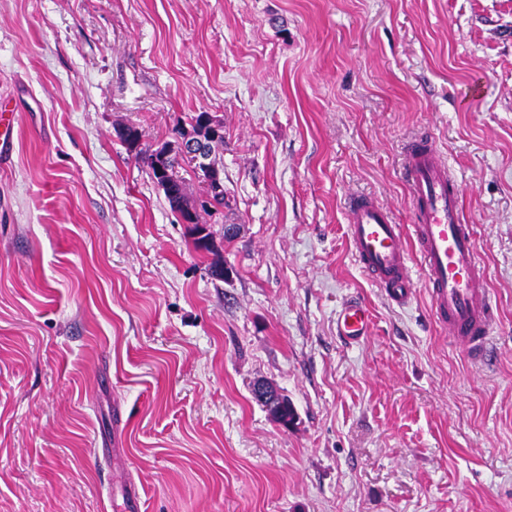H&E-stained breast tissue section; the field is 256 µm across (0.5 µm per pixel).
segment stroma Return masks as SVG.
I'll list each match as a JSON object with an SVG mask.
<instances>
[{
    "instance_id": "obj_1",
    "label": "stroma",
    "mask_w": 512,
    "mask_h": 512,
    "mask_svg": "<svg viewBox=\"0 0 512 512\" xmlns=\"http://www.w3.org/2000/svg\"><path fill=\"white\" fill-rule=\"evenodd\" d=\"M1 99L0 512H512V0H0ZM200 112L211 251L121 139ZM423 135L498 311L483 365L351 252L350 195L413 224ZM224 138L223 126L217 123L213 117L203 112L199 121H194V132L189 137H183L179 144V151L183 160L191 164L200 172L203 170L205 176H201L202 185L206 196L211 200L214 195L216 205L224 206V177L218 166L210 164V148L212 145ZM224 146V139L214 145L211 152L214 153L213 160L216 163V152ZM220 196V198H218ZM369 325V310L361 302H347L342 305L337 314V332L339 336H343L349 341L364 339L368 334Z\"/></svg>"
}]
</instances>
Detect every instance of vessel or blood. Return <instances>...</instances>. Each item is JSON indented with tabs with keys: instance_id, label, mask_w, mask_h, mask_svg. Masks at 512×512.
<instances>
[{
	"instance_id": "1",
	"label": "vessel or blood",
	"mask_w": 512,
	"mask_h": 512,
	"mask_svg": "<svg viewBox=\"0 0 512 512\" xmlns=\"http://www.w3.org/2000/svg\"><path fill=\"white\" fill-rule=\"evenodd\" d=\"M406 168L412 228L395 223L371 197H351L348 233L354 259L383 286L392 303L405 304L414 293L405 236L413 234L435 321L447 330L449 339L465 348L472 363H484L491 347L494 310L473 228L462 218L460 186L430 140L408 145ZM369 325L370 314L362 303L347 302L337 314V332L347 340L364 339Z\"/></svg>"
}]
</instances>
